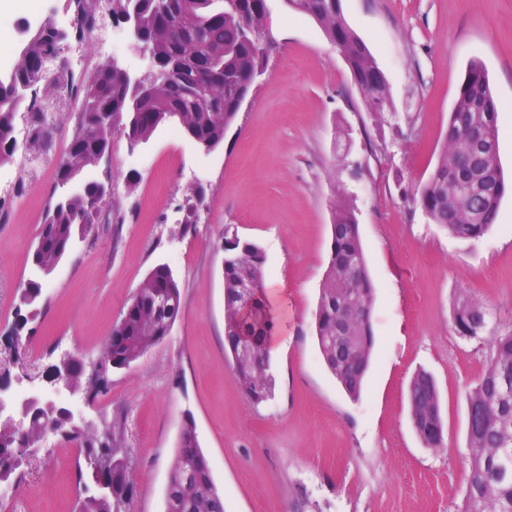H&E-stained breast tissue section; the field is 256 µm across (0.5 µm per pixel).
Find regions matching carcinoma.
<instances>
[{
  "instance_id": "obj_1",
  "label": "carcinoma",
  "mask_w": 512,
  "mask_h": 512,
  "mask_svg": "<svg viewBox=\"0 0 512 512\" xmlns=\"http://www.w3.org/2000/svg\"><path fill=\"white\" fill-rule=\"evenodd\" d=\"M291 10L311 17L347 65L370 112L390 107L389 87L363 40L346 23L336 0H284ZM141 41L154 58L157 70L134 86L103 63L91 79L67 86L65 95L79 100L76 125L56 166V187L68 174L99 164L112 153V137L121 131L127 141L148 142L172 120L179 122L195 141L213 147L235 121L239 101L251 89L255 70L269 54L245 31L263 30L268 22L267 0H140ZM55 37L45 30L20 51L12 79L0 82V162L9 161L16 145L12 136L17 112L44 111L43 99H27L38 86L47 94L54 83L43 69L46 47ZM499 107L484 67L471 62L459 86L448 117L445 141L438 160L423 184L418 202L428 220L454 237L476 240L494 223L501 197L471 196L448 201V185L460 187L454 161L471 133L480 129L499 140ZM473 181L491 178L505 187L498 152L486 153L469 172ZM96 182L87 188L53 195L47 205L35 247L28 260L37 270L53 269L69 253L71 240L82 224H96L112 206V198L99 197ZM196 202L184 214L180 231H196L205 194L192 189L184 198ZM331 224V255L323 280L315 332L322 360L336 382L352 398L362 390L369 370L374 334L371 311L375 286L367 269L352 208L336 198ZM258 245L243 241L228 226L224 229V348L232 358L244 395L260 404L272 396L268 339L273 323L247 322L240 304V287L249 277L257 283L258 308L265 309L262 267ZM182 286L174 274L158 263L147 274L131 302L112 327L100 351L101 362L87 377L70 364L51 366L52 375L66 370L78 389L95 399L106 392L108 370L125 368L146 351L163 342L166 311L179 312ZM488 311L479 301L464 298L453 311L452 327L465 339H479L487 326ZM253 338L264 360H243L242 336ZM489 362L465 394L467 406L470 474L462 491L458 512H512V333L484 338ZM413 427L429 448L444 447L440 395L434 378L417 373L409 387ZM54 429L79 449L75 464L80 494L73 512H129L135 485L127 449L121 447L112 425L98 429L71 425L59 413L36 418L23 428L0 423V475L16 485L25 480L31 449L47 429ZM174 481L166 488V512H224V495L216 487L208 458L200 447L193 418L184 420L172 463Z\"/></svg>"
}]
</instances>
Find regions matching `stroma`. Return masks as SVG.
<instances>
[{"instance_id": "obj_1", "label": "stroma", "mask_w": 512, "mask_h": 512, "mask_svg": "<svg viewBox=\"0 0 512 512\" xmlns=\"http://www.w3.org/2000/svg\"><path fill=\"white\" fill-rule=\"evenodd\" d=\"M278 47L267 77L244 102L222 145L206 153L178 123L143 147L122 133L87 176L112 184L103 214L43 282L41 313L21 331V359L0 353V385L13 397L50 384L37 366L68 361L91 372L114 323L150 269L167 263L183 304L168 338L113 370L97 398L60 392L84 427L118 424L133 462L130 512H165L181 425L193 418L224 512H457L468 454L465 390L486 368L478 340L459 337L452 312L463 296L512 330V0H341L391 92L366 110L351 73L318 24L268 0ZM480 61L504 111L498 154L506 190L499 219L476 240L429 223L416 202L432 171L470 61ZM77 104L44 113L48 143L36 160L16 151L1 164L0 337L10 335L18 293L33 278L28 253L54 191ZM205 193L195 232H180L188 190ZM345 198L359 224L377 287L375 345L359 398L325 367L315 312L329 262L332 202ZM265 255L274 318L272 397L252 403L224 350V227ZM435 378L443 448L416 435L408 387ZM76 448L58 441L33 453L26 492L0 512H71Z\"/></svg>"}]
</instances>
